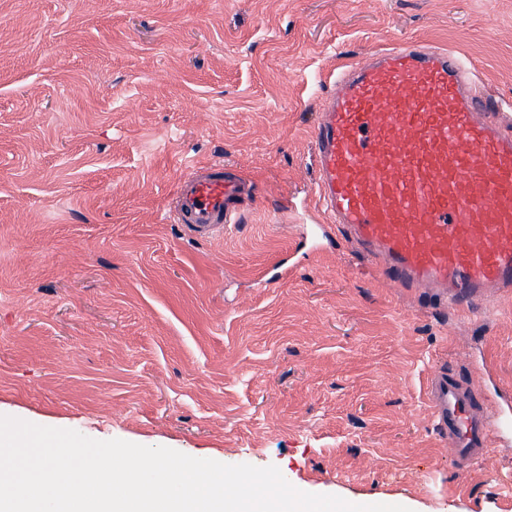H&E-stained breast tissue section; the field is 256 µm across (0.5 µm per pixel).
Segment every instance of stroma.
Masks as SVG:
<instances>
[{"label":"stroma","mask_w":512,"mask_h":512,"mask_svg":"<svg viewBox=\"0 0 512 512\" xmlns=\"http://www.w3.org/2000/svg\"><path fill=\"white\" fill-rule=\"evenodd\" d=\"M411 41L466 56L512 120V0H0V415L352 503L512 512V436L460 466L425 397L439 365L512 393V297L459 317L302 244L330 75ZM212 162L254 194L192 235L167 212Z\"/></svg>","instance_id":"obj_1"}]
</instances>
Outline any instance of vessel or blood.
Masks as SVG:
<instances>
[{"instance_id": "1", "label": "vessel or blood", "mask_w": 512, "mask_h": 512, "mask_svg": "<svg viewBox=\"0 0 512 512\" xmlns=\"http://www.w3.org/2000/svg\"><path fill=\"white\" fill-rule=\"evenodd\" d=\"M313 139L318 216L390 282L471 313L512 289V127L462 56L407 43L344 65ZM252 192L215 162L180 181L172 217L220 235ZM481 393L444 369L427 380L431 425L462 466L512 428V400Z\"/></svg>"}]
</instances>
